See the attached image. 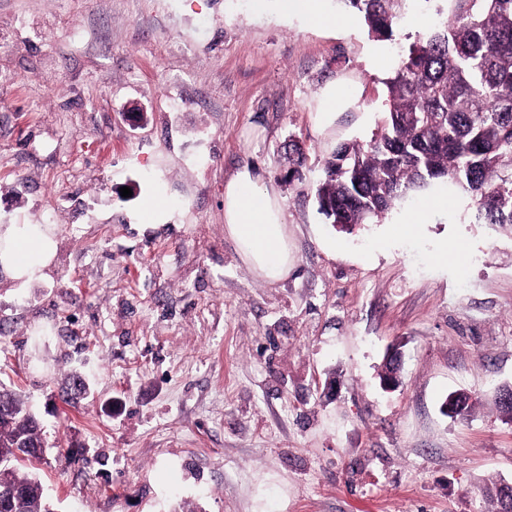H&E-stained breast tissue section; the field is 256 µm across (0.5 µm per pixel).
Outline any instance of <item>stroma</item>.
I'll return each instance as SVG.
<instances>
[{
    "mask_svg": "<svg viewBox=\"0 0 512 512\" xmlns=\"http://www.w3.org/2000/svg\"><path fill=\"white\" fill-rule=\"evenodd\" d=\"M324 8L337 28L278 0H0V225L56 243L42 276L0 273V381L44 424L53 512H492L486 484L512 483L493 400L512 385V234L458 194L387 248L420 195L350 233L314 195L437 17L405 12L380 41ZM336 85L352 102L324 114ZM244 166L286 213L293 266L273 284L224 230ZM456 390L475 398L463 421L443 412Z\"/></svg>",
    "mask_w": 512,
    "mask_h": 512,
    "instance_id": "1",
    "label": "stroma"
}]
</instances>
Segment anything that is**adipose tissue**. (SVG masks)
I'll list each match as a JSON object with an SVG mask.
<instances>
[{
  "label": "adipose tissue",
  "instance_id": "adipose-tissue-1",
  "mask_svg": "<svg viewBox=\"0 0 512 512\" xmlns=\"http://www.w3.org/2000/svg\"><path fill=\"white\" fill-rule=\"evenodd\" d=\"M224 228L241 259L265 281L287 277L291 252L284 209L273 188L243 167L224 186ZM54 235L44 224H14L0 231V269L26 282L39 276L54 258Z\"/></svg>",
  "mask_w": 512,
  "mask_h": 512
}]
</instances>
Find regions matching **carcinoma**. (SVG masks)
Returning <instances> with one entry per match:
<instances>
[{
	"label": "carcinoma",
	"instance_id": "cac0c4a2",
	"mask_svg": "<svg viewBox=\"0 0 512 512\" xmlns=\"http://www.w3.org/2000/svg\"><path fill=\"white\" fill-rule=\"evenodd\" d=\"M380 41L393 36L405 10L434 0H338ZM442 20L401 50L385 81L386 112L369 142L341 143L315 187L328 223L352 230L383 218L395 203L447 181L469 197L478 224L512 230V0H441ZM0 459L6 484L27 493L0 512H50L26 449L41 424L12 389L0 386ZM448 416L465 417L473 397L454 392ZM494 512H512L503 483L487 488Z\"/></svg>",
	"mask_w": 512,
	"mask_h": 512
}]
</instances>
